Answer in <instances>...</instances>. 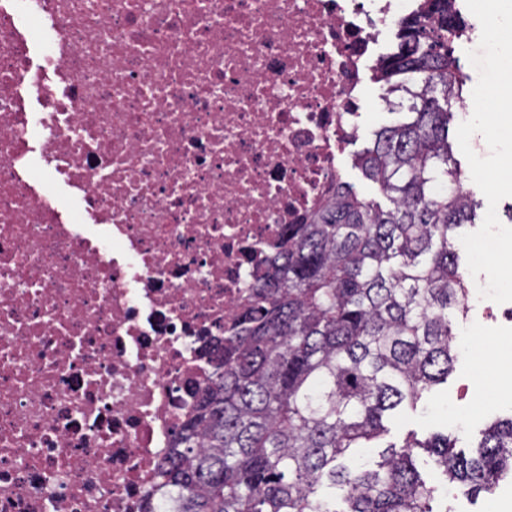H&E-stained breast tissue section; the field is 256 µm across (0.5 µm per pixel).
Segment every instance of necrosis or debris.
<instances>
[{
	"label": "necrosis or debris",
	"mask_w": 512,
	"mask_h": 512,
	"mask_svg": "<svg viewBox=\"0 0 512 512\" xmlns=\"http://www.w3.org/2000/svg\"><path fill=\"white\" fill-rule=\"evenodd\" d=\"M419 0H0V512L158 464Z\"/></svg>",
	"instance_id": "necrosis-or-debris-1"
}]
</instances>
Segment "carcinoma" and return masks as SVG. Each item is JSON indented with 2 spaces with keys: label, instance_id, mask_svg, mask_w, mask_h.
Wrapping results in <instances>:
<instances>
[{
  "label": "carcinoma",
  "instance_id": "obj_1",
  "mask_svg": "<svg viewBox=\"0 0 512 512\" xmlns=\"http://www.w3.org/2000/svg\"><path fill=\"white\" fill-rule=\"evenodd\" d=\"M465 34L448 0L397 22L381 79L406 93L407 119L355 156L390 208L338 180L306 223L288 225L160 464L174 512H441L417 448L460 490L512 475V417L491 422L468 457L444 435L411 433L373 467L346 464L454 368L450 310L467 297L454 233L480 207L450 137Z\"/></svg>",
  "mask_w": 512,
  "mask_h": 512
}]
</instances>
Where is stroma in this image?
Returning a JSON list of instances; mask_svg holds the SVG:
<instances>
[{
	"instance_id": "obj_1",
	"label": "stroma",
	"mask_w": 512,
	"mask_h": 512,
	"mask_svg": "<svg viewBox=\"0 0 512 512\" xmlns=\"http://www.w3.org/2000/svg\"><path fill=\"white\" fill-rule=\"evenodd\" d=\"M385 93L384 83L368 78L365 108L372 118L359 138L345 145L339 169L341 180L351 184L359 198L377 202L383 196L377 184L355 167L354 156L369 143L375 129L400 119L399 113L387 111ZM465 313L470 330L454 336L457 360L447 384L436 387L424 409L391 417L386 442L403 444L411 431L421 438L441 431L456 436L458 449L464 451L476 442L481 429L496 418L512 415V361L496 346L497 341L512 336V323L483 320L481 308L473 305ZM447 506L448 512H512V481L475 499L460 490L450 491Z\"/></svg>"
}]
</instances>
